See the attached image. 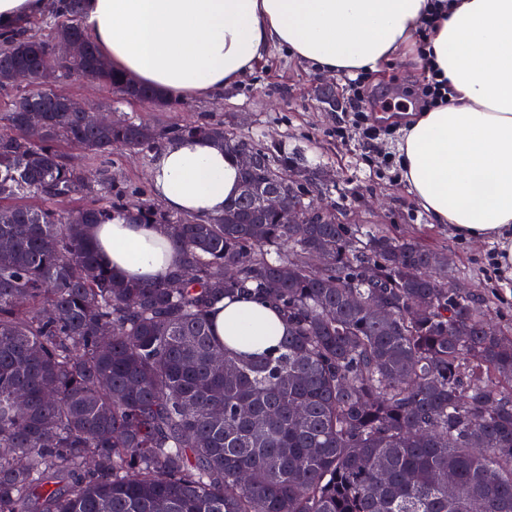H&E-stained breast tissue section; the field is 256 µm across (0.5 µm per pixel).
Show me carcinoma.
<instances>
[{"instance_id": "carcinoma-1", "label": "carcinoma", "mask_w": 512, "mask_h": 512, "mask_svg": "<svg viewBox=\"0 0 512 512\" xmlns=\"http://www.w3.org/2000/svg\"><path fill=\"white\" fill-rule=\"evenodd\" d=\"M83 8L59 0L0 39V89L26 84L0 114V512H512V338L448 285L446 254L331 213L290 224L244 195L207 218L124 195L49 206L112 193L114 149L155 153L172 136L249 149L270 175L303 166L220 123L86 124L37 76ZM59 65L167 104L91 43ZM61 141L99 159L93 177ZM114 219L159 226L182 266L151 283L112 272L89 226ZM243 296L288 323L267 354L215 334V305Z\"/></svg>"}]
</instances>
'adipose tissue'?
I'll return each mask as SVG.
<instances>
[{
    "mask_svg": "<svg viewBox=\"0 0 512 512\" xmlns=\"http://www.w3.org/2000/svg\"><path fill=\"white\" fill-rule=\"evenodd\" d=\"M82 25L113 70L180 100H215L272 47L325 75L376 74L406 54L420 28L448 98L403 120L402 176L434 223L492 241L512 267V0H85ZM151 190L173 212L223 214L240 190L234 155L205 137L157 153ZM105 265L151 282L179 251L152 224L115 219L91 229ZM217 336L286 331L278 310L246 297L217 305Z\"/></svg>",
    "mask_w": 512,
    "mask_h": 512,
    "instance_id": "adipose-tissue-1",
    "label": "adipose tissue"
}]
</instances>
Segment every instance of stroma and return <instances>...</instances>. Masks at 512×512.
<instances>
[{
	"instance_id": "obj_1",
	"label": "stroma",
	"mask_w": 512,
	"mask_h": 512,
	"mask_svg": "<svg viewBox=\"0 0 512 512\" xmlns=\"http://www.w3.org/2000/svg\"><path fill=\"white\" fill-rule=\"evenodd\" d=\"M421 67L407 56L385 65V79L365 77L367 114L362 121L348 110L350 79L318 74L282 48L271 49L219 100L174 101L164 108L149 101L127 103L109 87L76 75L57 79L52 88L92 110L116 111L151 125L218 121L261 146L302 155L312 172L311 197L335 210L339 222L447 251L453 258L451 279L488 302L495 321L512 332V269L495 267L494 245L460 240L448 225L434 223L398 168L387 164L397 155L401 132L398 122L382 120L381 113L386 102L417 89ZM367 125L374 129V140L363 135ZM112 161L113 192L140 190L152 198L150 157L119 149Z\"/></svg>"
}]
</instances>
